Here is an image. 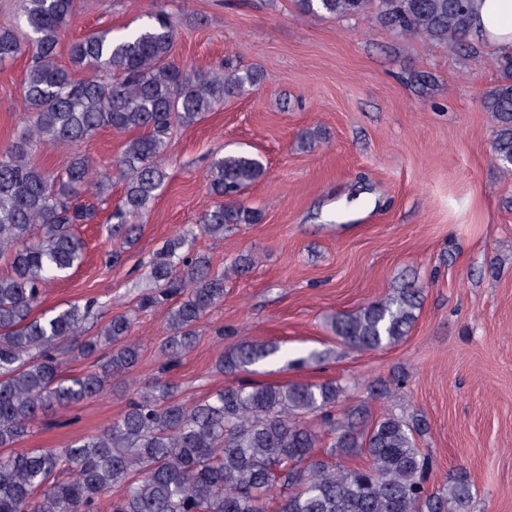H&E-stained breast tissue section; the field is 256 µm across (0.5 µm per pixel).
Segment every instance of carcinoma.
I'll use <instances>...</instances> for the list:
<instances>
[{
    "mask_svg": "<svg viewBox=\"0 0 512 512\" xmlns=\"http://www.w3.org/2000/svg\"><path fill=\"white\" fill-rule=\"evenodd\" d=\"M25 26H0V64L27 54L23 85L26 109L12 143L0 151V255L11 273L0 277V512H101L112 488L111 512H266L279 489L278 512H475L476 495L463 469L440 487L427 484L431 459L418 447L424 423L391 411L367 424L366 409L336 411L346 386L320 383L226 387L187 404L165 381L140 390L121 416L98 434L62 448L16 450L51 413L99 395L106 382L129 375L140 348L129 341L132 319L113 316L94 336L83 325L96 301L70 304L33 316L43 288L83 258L79 224L95 209L77 202L103 193L111 176L123 182L112 210L109 236L134 244L138 223L150 210L168 174L163 161L170 131L189 126L262 80L259 71L221 66L188 69L171 57L176 32L167 15L154 11L121 35L93 31L70 45L72 68L57 63L61 35L78 0H23ZM307 13L365 17L401 35L422 34L449 48L469 44L471 0H299ZM503 79L483 93L497 129L493 160L512 173V56L497 58ZM89 70L76 79L71 70ZM109 128L137 132L113 161L96 171L76 155L64 172L34 165L45 145L82 141ZM265 173L246 152L216 157L207 187L220 202L201 217L215 238L242 224H260L264 213L243 193ZM155 290L138 307L168 306L169 336L160 346L169 368L197 342V325L224 301L229 275L177 235L149 261ZM424 288L413 282L332 317L337 338L354 349L374 350L402 342L418 318ZM279 347L242 339L227 348L216 367L236 374L275 355ZM94 358L95 368L65 376L70 355ZM368 398L388 399L394 390L377 380ZM333 436L318 454L321 433ZM358 452L361 467L343 458ZM67 472L70 477L60 478Z\"/></svg>",
    "mask_w": 512,
    "mask_h": 512,
    "instance_id": "carcinoma-1",
    "label": "carcinoma"
}]
</instances>
